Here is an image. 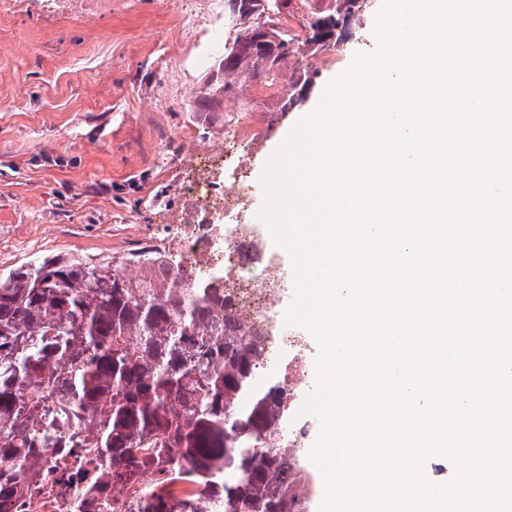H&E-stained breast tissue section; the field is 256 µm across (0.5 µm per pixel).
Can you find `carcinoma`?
<instances>
[{
	"label": "carcinoma",
	"instance_id": "carcinoma-1",
	"mask_svg": "<svg viewBox=\"0 0 512 512\" xmlns=\"http://www.w3.org/2000/svg\"><path fill=\"white\" fill-rule=\"evenodd\" d=\"M216 75L194 111L238 96L243 74L278 88L284 106L315 82L310 54L352 34L365 0H301L300 31L254 0L231 20ZM291 73H286L287 69ZM117 262L45 257L0 276V499L24 495L41 448H85L97 481L157 468L130 512H292L288 454L270 445L288 417L281 377L259 384L268 325L247 324L224 294V276L201 280L177 257L146 249Z\"/></svg>",
	"mask_w": 512,
	"mask_h": 512
}]
</instances>
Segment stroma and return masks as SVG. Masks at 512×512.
Here are the masks:
<instances>
[{"instance_id": "obj_1", "label": "stroma", "mask_w": 512, "mask_h": 512, "mask_svg": "<svg viewBox=\"0 0 512 512\" xmlns=\"http://www.w3.org/2000/svg\"><path fill=\"white\" fill-rule=\"evenodd\" d=\"M379 5L367 0L352 37L310 61L318 75L292 111L249 84L201 114L192 106L214 65L205 42L224 0H197L191 11L178 0H112L81 20L23 0L0 17V276L53 255L119 261L162 245L172 233L167 216L186 204L161 149L170 135L220 141L243 119L253 131L245 143L252 197L260 199L267 156L354 54L373 48ZM255 231L288 282L270 311L280 327L293 300L292 260L267 225ZM303 429L300 489L318 512L323 480L308 455L319 419L305 415Z\"/></svg>"}]
</instances>
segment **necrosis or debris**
<instances>
[{"mask_svg":"<svg viewBox=\"0 0 512 512\" xmlns=\"http://www.w3.org/2000/svg\"><path fill=\"white\" fill-rule=\"evenodd\" d=\"M242 141V133L236 129L225 137L223 147L203 144L194 150V175L181 184L190 202L176 217L181 232L173 247L184 268L195 277L206 276L212 265L223 266L234 310L244 320L258 321L267 317L274 305L281 281L266 247L249 231L256 218L248 206L251 185ZM218 173L224 179L220 186L214 181ZM220 210L244 215L246 221L218 240L205 229ZM94 468V459L84 449H72L64 461L57 449H43L40 478L30 495L0 500V512H100L96 500L82 496L83 476Z\"/></svg>","mask_w":512,"mask_h":512,"instance_id":"obj_1","label":"necrosis or debris"}]
</instances>
